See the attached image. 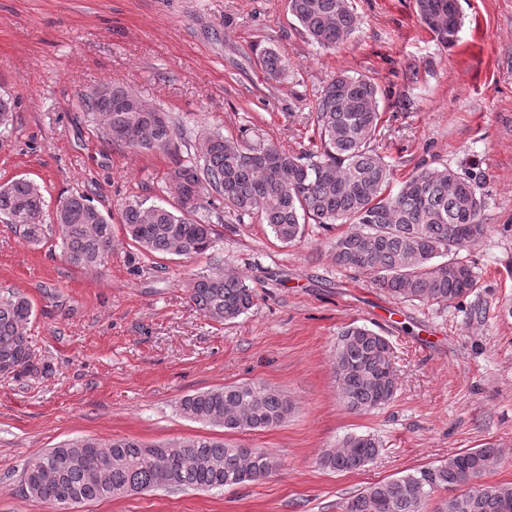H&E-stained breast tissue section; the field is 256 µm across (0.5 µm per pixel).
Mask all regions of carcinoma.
Instances as JSON below:
<instances>
[{
    "label": "carcinoma",
    "mask_w": 512,
    "mask_h": 512,
    "mask_svg": "<svg viewBox=\"0 0 512 512\" xmlns=\"http://www.w3.org/2000/svg\"><path fill=\"white\" fill-rule=\"evenodd\" d=\"M425 28L443 46L461 29L457 0H416ZM288 10L308 38L332 48L358 28L351 0H288ZM260 64L279 80L288 71L283 52L263 48ZM86 110L113 144L131 150L167 151L177 135L166 113L136 94L102 86L82 98ZM320 150L294 156L274 144L247 145L216 133L204 146V163L178 162L167 173L176 204L128 206L121 222L128 237L150 253L199 257L214 247V225L199 217L211 205L265 224L284 245L302 239L305 225L345 224L331 254L336 266L374 276L377 287L405 301L461 302L478 282L466 256L490 231L484 217L485 179L447 166L421 167L394 192L389 161L373 141L380 121L375 79L340 74L322 89L314 112ZM41 188L26 178L0 186V219L22 229L32 245L57 236L66 260L86 269L103 266L112 253V223L83 194L60 201L55 224L42 223ZM187 292L194 307L215 322H230L255 305V293L239 274L214 267L191 278ZM33 305L19 292L0 296V377L18 379L45 373L36 360L27 324ZM334 370L347 410L367 413L394 398L396 382L388 340L367 327L340 335ZM181 415L226 433L280 425L291 405L278 390L257 382L225 386L181 399ZM379 453L370 435H349L325 449L318 464L333 472L363 469ZM502 457L495 442L470 448L438 465L424 466L366 487L342 505L343 512H505L512 487L482 482ZM279 465L267 452L241 448L221 438L189 436L147 445L119 437L101 442L91 436L64 442L31 458L23 468L29 496L57 505L65 495L78 503L116 498L156 488L166 473L177 489L213 490L272 477Z\"/></svg>",
    "instance_id": "1"
}]
</instances>
